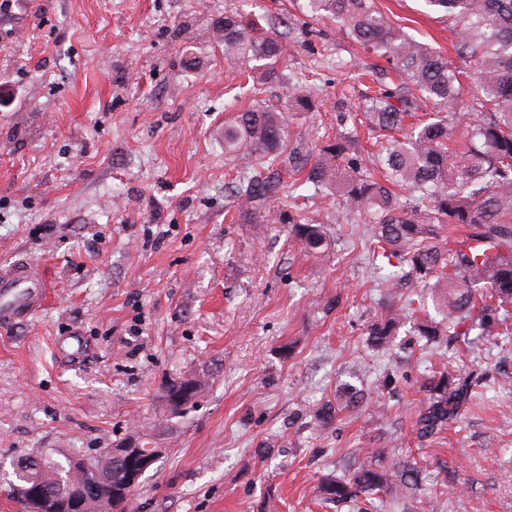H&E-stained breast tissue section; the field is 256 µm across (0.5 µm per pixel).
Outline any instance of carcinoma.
Segmentation results:
<instances>
[{
	"instance_id": "obj_1",
	"label": "carcinoma",
	"mask_w": 512,
	"mask_h": 512,
	"mask_svg": "<svg viewBox=\"0 0 512 512\" xmlns=\"http://www.w3.org/2000/svg\"><path fill=\"white\" fill-rule=\"evenodd\" d=\"M432 10L454 22L456 53L462 68L448 56L416 41L394 27L377 0H306L309 12L340 24L347 37L366 52L383 58L392 87L379 86L362 96L357 109L363 124L379 133L374 152L361 149L350 130L319 143L313 163L284 156L288 148V113L312 112L311 96L292 90L284 110L255 99L224 124L216 140L224 155L247 160L231 186L229 198L239 224L265 221L267 206L284 189L301 183L313 196H336L339 207L357 215L369 227L368 253L373 269L402 270L413 288L436 291L438 314L417 317L414 330L430 347L468 336L484 328L487 312L512 316V0H426ZM213 36L224 45V59L258 64L273 77L285 63L284 34L257 36L237 15L216 22ZM474 83L480 93V120L466 131L467 145L459 153L453 118L466 106L465 88ZM278 221L309 258H320L336 242L330 224L297 205ZM401 316L391 313L367 326L366 342L381 349L390 345ZM199 374H182L164 382L171 414H180L205 387ZM473 377L441 372L422 385L424 405L414 415V431L423 441L459 422L461 410L473 397ZM364 390L342 383L336 398L318 404L312 420L319 427L333 424L340 413L358 407ZM120 445L143 456L153 447L144 436ZM369 450L340 476L325 477L316 488L325 504L358 505L401 499L426 480V471L397 448ZM19 484L44 485L50 502L68 494L75 479L69 457L48 453L24 457L17 464ZM98 482L112 489V512H124L133 491L126 463L95 460Z\"/></svg>"
}]
</instances>
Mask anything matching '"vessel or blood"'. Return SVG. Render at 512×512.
<instances>
[{
  "label": "vessel or blood",
  "instance_id": "vessel-or-blood-1",
  "mask_svg": "<svg viewBox=\"0 0 512 512\" xmlns=\"http://www.w3.org/2000/svg\"><path fill=\"white\" fill-rule=\"evenodd\" d=\"M46 298V274L41 265L20 258L0 267V326L32 317Z\"/></svg>",
  "mask_w": 512,
  "mask_h": 512
}]
</instances>
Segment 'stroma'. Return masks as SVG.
I'll use <instances>...</instances> for the list:
<instances>
[{
	"label": "stroma",
	"instance_id": "obj_1",
	"mask_svg": "<svg viewBox=\"0 0 512 512\" xmlns=\"http://www.w3.org/2000/svg\"><path fill=\"white\" fill-rule=\"evenodd\" d=\"M379 6L453 54L450 20L424 0ZM227 12L286 23L291 82L266 81L264 96L280 107L294 86L314 98L288 121L290 145L312 154L339 129V97L357 103L383 62L296 0L0 5V265L28 257L50 286L44 309L0 328V461L92 456L138 432L162 453L126 512H257L270 492L278 512H350L322 506L315 485L351 450L393 442L434 478L382 512H512V343L470 335L432 352L406 326L392 350L371 351L363 332L391 284L337 223L335 198L315 204L338 237L318 261L283 224L234 222L228 188L243 164L213 130L251 98L234 96L247 78L209 38ZM71 331L86 342L75 364L55 348ZM352 370L367 400L314 430L309 410ZM446 370L477 373L474 398L456 426L420 440V384ZM181 372L206 387L173 417L162 387ZM263 440L275 445L265 461Z\"/></svg>",
	"mask_w": 512,
	"mask_h": 512
}]
</instances>
